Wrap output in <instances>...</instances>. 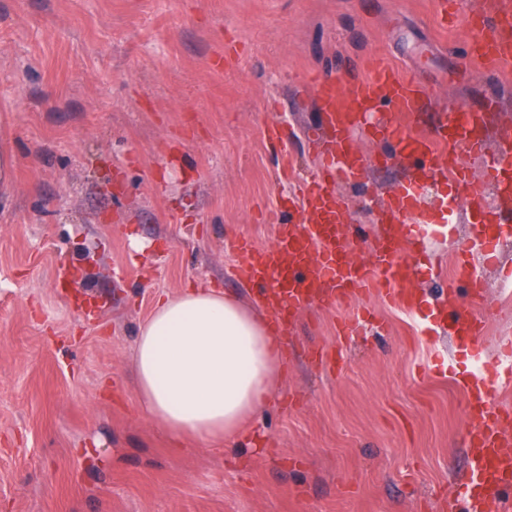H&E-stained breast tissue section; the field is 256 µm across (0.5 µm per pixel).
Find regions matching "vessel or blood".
<instances>
[{
    "label": "vessel or blood",
    "instance_id": "vessel-or-blood-1",
    "mask_svg": "<svg viewBox=\"0 0 512 512\" xmlns=\"http://www.w3.org/2000/svg\"><path fill=\"white\" fill-rule=\"evenodd\" d=\"M476 18L478 28L489 35L469 46L467 53L489 73H497L512 61V0H481ZM309 84L327 132L318 173L298 199L282 202L273 213L277 231L271 246L258 249L244 239L235 244V278L266 299L276 329L286 327L314 302L333 303L357 294L380 296L409 312L418 306L419 297L410 287L416 267L407 260L418 249L426 226L413 216L420 198L416 185H398L382 205L381 220L392 224L393 231L375 242L368 260H352L350 247L343 244L347 209L334 186L340 180L365 183L372 164L354 144L358 126L389 140L396 156L416 162L424 178L441 174L453 181L461 200L484 217V235L512 234V225L485 204L489 184L500 196H512L511 131L501 132L490 148L477 130L481 112L447 111L431 131H419L417 116L431 98V85L382 63L343 84L324 75L312 76ZM487 151L492 160L485 177L475 180L462 160ZM456 266L467 279L470 302L462 304L455 292H448L437 317L457 342L469 343L486 329L477 311L482 290L471 258H458ZM511 385L512 352L506 361L469 374L461 385L467 405L463 440L471 474L449 497L448 512H512V403L497 397L501 387Z\"/></svg>",
    "mask_w": 512,
    "mask_h": 512
}]
</instances>
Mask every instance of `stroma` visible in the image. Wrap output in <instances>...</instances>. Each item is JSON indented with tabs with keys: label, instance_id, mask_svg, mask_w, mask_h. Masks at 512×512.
<instances>
[{
	"label": "stroma",
	"instance_id": "1",
	"mask_svg": "<svg viewBox=\"0 0 512 512\" xmlns=\"http://www.w3.org/2000/svg\"><path fill=\"white\" fill-rule=\"evenodd\" d=\"M479 0H0V512H446L468 468L456 375L512 339V236L482 267L485 335L460 348L376 296L312 304L283 338L288 375L259 418L261 455L172 446L138 406L132 348L158 293L234 281L228 241L264 247L270 213L319 163L310 76L381 61L434 85L438 109L512 125V64L465 55ZM293 128L289 177L265 137ZM365 186L337 183L375 234L381 201L416 169L355 134ZM473 218L430 229L413 282L448 291ZM367 310L361 336L341 319ZM325 350L336 365L318 362Z\"/></svg>",
	"mask_w": 512,
	"mask_h": 512
}]
</instances>
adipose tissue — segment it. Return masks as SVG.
Segmentation results:
<instances>
[{
  "label": "adipose tissue",
  "instance_id": "1",
  "mask_svg": "<svg viewBox=\"0 0 512 512\" xmlns=\"http://www.w3.org/2000/svg\"><path fill=\"white\" fill-rule=\"evenodd\" d=\"M133 360L141 412L171 440L201 448L235 440L286 372L265 317L243 299L194 286L156 296Z\"/></svg>",
  "mask_w": 512,
  "mask_h": 512
}]
</instances>
